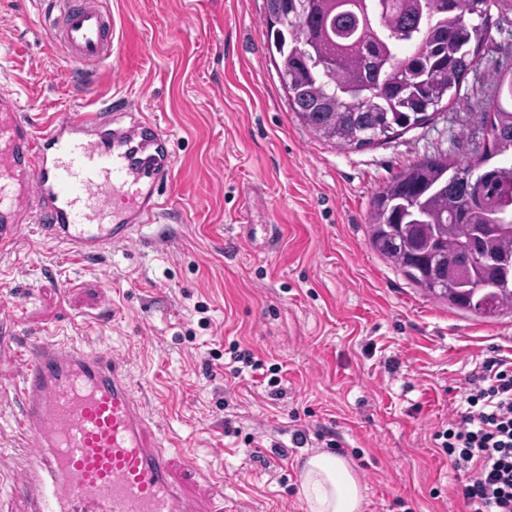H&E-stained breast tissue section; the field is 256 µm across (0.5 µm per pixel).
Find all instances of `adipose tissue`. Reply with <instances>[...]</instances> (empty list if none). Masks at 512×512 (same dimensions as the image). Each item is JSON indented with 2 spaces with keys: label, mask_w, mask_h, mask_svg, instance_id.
Here are the masks:
<instances>
[{
  "label": "adipose tissue",
  "mask_w": 512,
  "mask_h": 512,
  "mask_svg": "<svg viewBox=\"0 0 512 512\" xmlns=\"http://www.w3.org/2000/svg\"><path fill=\"white\" fill-rule=\"evenodd\" d=\"M298 495L307 512H361L363 502L361 487L349 463L327 452L305 459Z\"/></svg>",
  "instance_id": "ef3b65f1"
}]
</instances>
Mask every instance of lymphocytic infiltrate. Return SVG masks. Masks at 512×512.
<instances>
[{
    "label": "lymphocytic infiltrate",
    "mask_w": 512,
    "mask_h": 512,
    "mask_svg": "<svg viewBox=\"0 0 512 512\" xmlns=\"http://www.w3.org/2000/svg\"><path fill=\"white\" fill-rule=\"evenodd\" d=\"M454 470L469 512H512V360L481 363L447 428L434 435Z\"/></svg>",
    "instance_id": "lymphocytic-infiltrate-1"
}]
</instances>
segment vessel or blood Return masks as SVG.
Listing matches in <instances>:
<instances>
[{"instance_id":"obj_1","label":"vessel or blood","mask_w":512,"mask_h":512,"mask_svg":"<svg viewBox=\"0 0 512 512\" xmlns=\"http://www.w3.org/2000/svg\"><path fill=\"white\" fill-rule=\"evenodd\" d=\"M44 28L82 72L112 57L106 0H53ZM171 158L149 117L123 127L112 112L78 110L36 125L1 92L0 256L31 225L82 257L125 245L158 215ZM22 356L12 397L23 448L14 470L0 473L8 512H208L222 479L163 444L125 359L55 338Z\"/></svg>"}]
</instances>
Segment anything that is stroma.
I'll list each match as a JSON object with an SVG mask.
<instances>
[{"instance_id":"stroma-1","label":"stroma","mask_w":512,"mask_h":512,"mask_svg":"<svg viewBox=\"0 0 512 512\" xmlns=\"http://www.w3.org/2000/svg\"><path fill=\"white\" fill-rule=\"evenodd\" d=\"M46 6L0 0V88L21 117L135 102L169 134L173 177L163 216L124 246L86 259L28 228L0 258V471L19 448L16 353L52 333L130 360L165 442L223 476V512H306L301 465L331 439L362 512H467L433 435L479 363L512 358V313L427 296L370 247L367 224L403 167L440 151L476 161L472 115L495 109L512 73V0L491 7L455 100L345 149L289 110L264 0H109L112 60L84 77L43 29ZM236 346L263 369L233 375Z\"/></svg>"}]
</instances>
